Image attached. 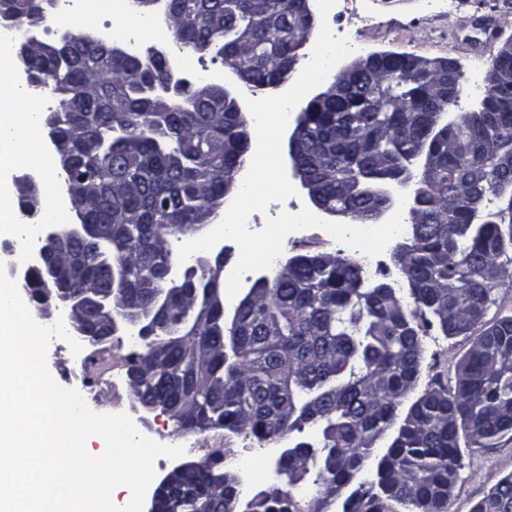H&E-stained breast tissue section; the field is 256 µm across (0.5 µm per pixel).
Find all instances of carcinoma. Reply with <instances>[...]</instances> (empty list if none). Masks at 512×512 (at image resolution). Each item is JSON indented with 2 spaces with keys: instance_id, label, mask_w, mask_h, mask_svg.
<instances>
[{
  "instance_id": "carcinoma-1",
  "label": "carcinoma",
  "mask_w": 512,
  "mask_h": 512,
  "mask_svg": "<svg viewBox=\"0 0 512 512\" xmlns=\"http://www.w3.org/2000/svg\"><path fill=\"white\" fill-rule=\"evenodd\" d=\"M55 3L0 0V16L10 30L37 27ZM267 4L261 12L255 0H166L165 11L187 18L174 34L185 51L215 52L256 94L287 81L316 25L302 0ZM255 57L277 67L258 73ZM18 61L57 95L39 132L72 142L74 154L57 158L66 181L97 185L98 197L72 200L80 223L112 225V256L97 243L77 244L88 261L60 273L49 292L90 279L110 288L115 272L124 282L113 298L116 317H140L158 295L169 301L156 334L130 358L159 362L134 400L144 408L200 405L205 424L183 430L247 431L267 444L306 435L293 447L313 449L308 461L280 458L283 483L250 497L252 512H385L389 501L406 512H443L456 486L448 473L462 470L463 449L512 437V313L487 318L496 289L512 284V111H489L512 57L491 60L478 106L442 134L430 132L431 109L447 111L459 89L434 100L433 74H404L402 53L365 56L376 78L363 75L342 96L328 87L301 108V182L326 210L373 224L393 206L390 177L410 181L408 237L393 258L411 303L390 284L369 281L357 261L306 253L293 256L294 268L256 303H237L229 324L211 307L202 270L186 282L200 289L198 310L181 307L164 243L215 223L248 160L249 118L216 84L186 83L157 105L163 59L141 71L115 43L78 35L64 49L45 42ZM80 84L88 92L77 97ZM434 326L473 340L454 383L429 385L402 412L420 377L423 335ZM279 411L288 422L272 437L266 420ZM387 434L388 446L375 452ZM372 457L368 486L361 474ZM169 494L183 512H237L241 490L218 454L203 460L193 488ZM474 512H512V476L495 482Z\"/></svg>"
}]
</instances>
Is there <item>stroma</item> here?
<instances>
[{
    "label": "stroma",
    "instance_id": "35a3bbf8",
    "mask_svg": "<svg viewBox=\"0 0 512 512\" xmlns=\"http://www.w3.org/2000/svg\"><path fill=\"white\" fill-rule=\"evenodd\" d=\"M332 32L351 39L352 58L376 52L411 53L426 58H452L462 67L465 80L452 113L475 108L483 95L482 75L501 44L512 37V0H463L462 8L436 13L428 0H338L335 14L329 15ZM43 201L54 224L76 223V212L63 190L60 167L37 171ZM394 246H387L376 257H368L349 245L324 241L315 230H305L302 238L289 245L287 253L325 252L361 262L370 280L390 283L401 298H408L407 284L393 259ZM424 353L419 385L427 387L434 378H454L459 360L469 349L467 336L449 338L435 328L424 338ZM140 341L130 332L119 333L106 353L94 354L84 347L73 355L68 344L53 340L47 366L62 387L81 389L75 372L81 358L95 357L92 369L103 384L99 392L86 395L89 407L97 412L129 413L137 429L166 445L186 446V460L199 461L213 451L224 453V465L240 478L243 496L269 489L278 478L271 450L251 434H231L221 430L186 432L161 412L142 414L134 408L128 385L130 355ZM464 467L446 506V512H473L475 504L498 479L512 474V439L505 438L491 448L471 447L463 451Z\"/></svg>",
    "mask_w": 512,
    "mask_h": 512
}]
</instances>
